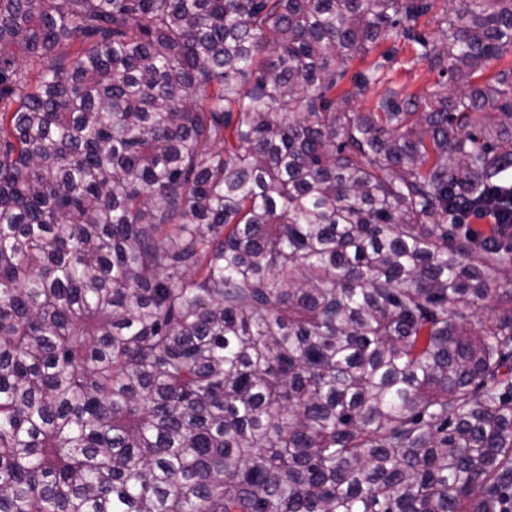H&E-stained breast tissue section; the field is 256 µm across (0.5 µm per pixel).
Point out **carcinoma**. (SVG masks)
Instances as JSON below:
<instances>
[{"label": "carcinoma", "instance_id": "1", "mask_svg": "<svg viewBox=\"0 0 512 512\" xmlns=\"http://www.w3.org/2000/svg\"><path fill=\"white\" fill-rule=\"evenodd\" d=\"M398 38L449 82L334 95ZM508 54L512 0H0V512H512Z\"/></svg>", "mask_w": 512, "mask_h": 512}]
</instances>
